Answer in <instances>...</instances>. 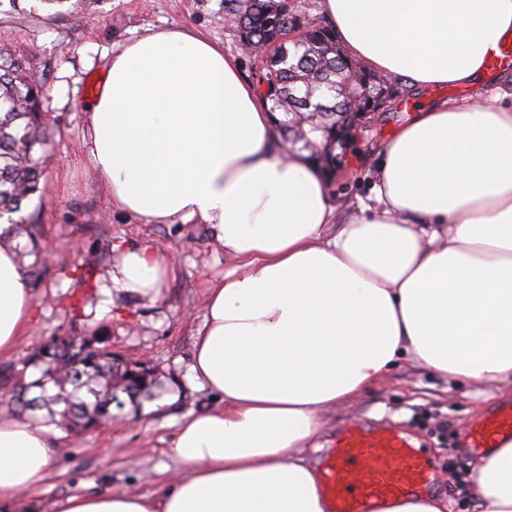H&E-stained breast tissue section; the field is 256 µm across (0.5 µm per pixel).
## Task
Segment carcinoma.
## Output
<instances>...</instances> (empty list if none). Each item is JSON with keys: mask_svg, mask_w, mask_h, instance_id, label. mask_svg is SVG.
<instances>
[{"mask_svg": "<svg viewBox=\"0 0 512 512\" xmlns=\"http://www.w3.org/2000/svg\"><path fill=\"white\" fill-rule=\"evenodd\" d=\"M224 17L233 20L242 40L261 58V96L280 112L277 120L287 142L314 144L336 141L358 109H380V101L396 95L392 84L364 68L338 47L336 32L314 21L300 26L290 0H224ZM39 87L22 64L0 51V219L7 218L11 234H0V245L25 236L36 252L35 224L12 215L39 191L43 169L33 157L41 143L43 124ZM34 364L40 376L29 379ZM158 386L153 370L112 352L110 337L101 331L79 336H51L16 363L0 365V404L15 415L47 410L58 426L80 432L112 424V407L124 398L151 399Z\"/></svg>", "mask_w": 512, "mask_h": 512, "instance_id": "carcinoma-1", "label": "carcinoma"}]
</instances>
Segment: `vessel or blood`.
<instances>
[{
  "label": "vessel or blood",
  "mask_w": 512,
  "mask_h": 512,
  "mask_svg": "<svg viewBox=\"0 0 512 512\" xmlns=\"http://www.w3.org/2000/svg\"><path fill=\"white\" fill-rule=\"evenodd\" d=\"M512 435V409L491 416L468 434L470 447L488 448ZM428 460L389 430L353 428L343 432L325 464V489L332 512H366L373 501L425 488Z\"/></svg>",
  "instance_id": "obj_1"
}]
</instances>
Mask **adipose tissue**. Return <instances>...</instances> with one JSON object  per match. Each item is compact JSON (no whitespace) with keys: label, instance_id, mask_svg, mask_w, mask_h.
Returning <instances> with one entry per match:
<instances>
[{"label":"adipose tissue","instance_id":"1","mask_svg":"<svg viewBox=\"0 0 512 512\" xmlns=\"http://www.w3.org/2000/svg\"><path fill=\"white\" fill-rule=\"evenodd\" d=\"M349 56L408 89L481 86L512 43V0H322ZM81 144L114 209L144 224H206L235 268L205 298L192 372L218 403L188 412L171 442L178 477L150 494H71L53 512H331L323 418L403 365L472 395L512 398V106L435 103L379 152L370 204L338 218L320 167L275 150L270 104L235 58L183 27L104 55ZM169 263L124 252L112 281L155 295ZM32 295L0 248V358ZM56 434L0 421V512H40ZM458 493L472 512H512V437L479 455ZM368 512H449L412 492Z\"/></svg>","mask_w":512,"mask_h":512}]
</instances>
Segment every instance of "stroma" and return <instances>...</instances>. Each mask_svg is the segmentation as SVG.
Returning <instances> with one entry per match:
<instances>
[{
	"mask_svg": "<svg viewBox=\"0 0 512 512\" xmlns=\"http://www.w3.org/2000/svg\"><path fill=\"white\" fill-rule=\"evenodd\" d=\"M188 28L217 41L238 59L244 77L261 72L245 51L234 25L224 19V0H0V47L10 51L42 83L47 141L36 147L46 162L45 188L23 206L32 217L47 257L38 288L32 289V319L17 354L25 356L50 336L80 335L103 328L112 349L127 360L154 368L159 396L142 406L125 404L112 424L80 437L59 431L56 471L39 487L43 506L58 497L107 488L150 493L174 475L179 464L170 442L182 417L215 400L192 378L193 335L205 315L207 288L234 267L204 224H143L112 209L106 191L80 151L86 133L83 113L72 98L90 96L100 78L103 50L154 27ZM468 86L401 91L384 108L369 113L329 178L338 213L358 211L372 187L378 152L408 112L439 100L476 97ZM150 247L171 263L160 292L143 296L116 291L112 268L120 254ZM492 415L495 401L476 402L448 394L445 383L417 369L397 370L363 396L356 419L345 413L326 418L322 442L331 448L350 427L389 428L423 450L431 469V491L440 475L469 476L471 454L460 448L474 409Z\"/></svg>",
	"mask_w": 512,
	"mask_h": 512,
	"instance_id": "obj_1",
	"label": "stroma"
}]
</instances>
